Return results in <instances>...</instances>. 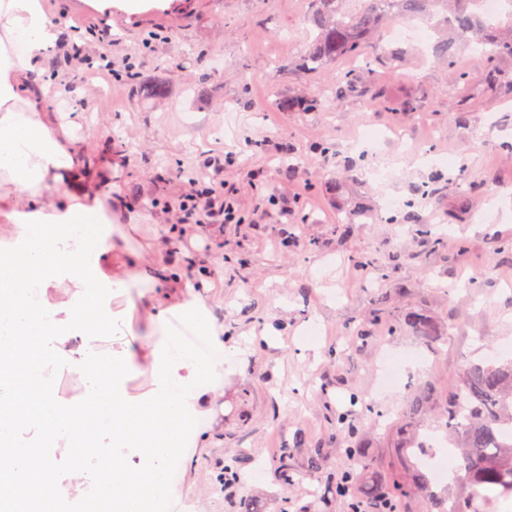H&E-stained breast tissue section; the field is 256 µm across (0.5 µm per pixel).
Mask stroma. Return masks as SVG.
<instances>
[{
	"instance_id": "stroma-1",
	"label": "stroma",
	"mask_w": 512,
	"mask_h": 512,
	"mask_svg": "<svg viewBox=\"0 0 512 512\" xmlns=\"http://www.w3.org/2000/svg\"><path fill=\"white\" fill-rule=\"evenodd\" d=\"M61 21L63 44L46 59L68 90L60 111L94 132L92 160L112 162V181L145 216L129 242L146 254L144 273L166 267L203 288L227 337L228 373L212 381L199 410L208 426L187 436L170 471L167 505L187 512H238L240 497L260 512H347L376 482L403 485L421 458H460L449 445L408 447L409 431L441 437L438 407L469 363L512 358V91L487 84L488 70L512 72V59L487 61L470 51L443 68L418 52L390 65L379 46L339 65L292 71L305 49L308 0H122L95 10L89 0H46ZM82 42L90 60L112 56L111 81L88 87L68 56ZM356 73L359 89L341 83ZM166 83L165 98L144 88ZM303 95L314 112H283L280 98ZM328 144L329 153L317 152ZM459 156L430 185L427 157ZM298 159L286 174L282 161ZM221 162L240 224H174L169 205L188 186L186 172ZM470 193L458 199V181ZM355 214L346 231L338 217ZM448 236L434 252L417 223ZM370 256L372 271L355 259ZM150 297L131 289L112 300L129 310L125 335L73 337L72 358L93 350L134 354L158 343L145 319ZM423 314L441 331L425 343L405 322ZM402 364V382L378 387L385 355ZM57 398L82 399L87 375L49 361ZM436 390L412 412L425 380ZM347 422H340V415ZM320 447L317 473L307 452ZM290 466L280 472L281 449ZM369 467L351 497L335 495L350 468L348 449ZM244 457L242 484L225 490L217 475Z\"/></svg>"
}]
</instances>
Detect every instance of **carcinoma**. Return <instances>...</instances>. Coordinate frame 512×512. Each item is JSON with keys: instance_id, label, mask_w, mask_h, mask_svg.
<instances>
[{"instance_id": "obj_1", "label": "carcinoma", "mask_w": 512, "mask_h": 512, "mask_svg": "<svg viewBox=\"0 0 512 512\" xmlns=\"http://www.w3.org/2000/svg\"><path fill=\"white\" fill-rule=\"evenodd\" d=\"M310 0L306 23L313 39L300 66L313 71L333 66L360 53L380 38L382 30L395 22L415 18L430 23L436 39L429 53L439 64L452 65L458 50L470 48L481 55L512 58V0L496 17L487 16L481 0ZM316 100L285 98L284 112L312 111ZM428 344L440 336L438 328L422 314L407 318ZM445 429L462 453L458 488L451 499L430 489L420 476L415 487L430 502V512H499L512 500V359L472 363L462 372L460 388L443 405ZM352 461L346 486L336 487L339 495L350 492L353 482L368 468L362 454L349 451ZM453 510H448V504Z\"/></svg>"}]
</instances>
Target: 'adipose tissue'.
<instances>
[{"mask_svg": "<svg viewBox=\"0 0 512 512\" xmlns=\"http://www.w3.org/2000/svg\"><path fill=\"white\" fill-rule=\"evenodd\" d=\"M60 34L43 0H0V224L8 227L0 238V512H54L66 487L49 448L62 434L73 441L71 467L101 461L90 512H160L167 464L180 461L186 434L207 422L199 385L224 371V327L190 283L168 277L177 302L158 299L150 325L164 328L169 315L181 314L214 340L212 355L162 340L146 356L154 386L144 395L125 387L136 368L128 351L76 360L91 387L72 405L59 403L40 378L47 337L119 332L123 319L110 299L145 283L140 253L120 263L113 257L133 219L109 167L91 165L50 93L44 60ZM48 288L61 289L63 301L42 300ZM104 430L115 454L98 444ZM125 448L139 455L138 470L127 469Z\"/></svg>", "mask_w": 512, "mask_h": 512, "instance_id": "1", "label": "adipose tissue"}]
</instances>
